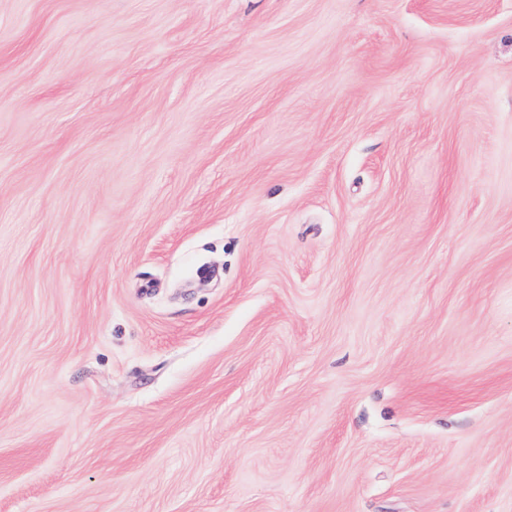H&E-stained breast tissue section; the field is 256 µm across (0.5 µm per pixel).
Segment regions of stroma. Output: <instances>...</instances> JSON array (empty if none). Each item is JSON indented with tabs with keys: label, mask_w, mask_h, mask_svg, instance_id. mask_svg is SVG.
<instances>
[{
	"label": "stroma",
	"mask_w": 512,
	"mask_h": 512,
	"mask_svg": "<svg viewBox=\"0 0 512 512\" xmlns=\"http://www.w3.org/2000/svg\"><path fill=\"white\" fill-rule=\"evenodd\" d=\"M0 512H512V0H0Z\"/></svg>",
	"instance_id": "stroma-1"
}]
</instances>
